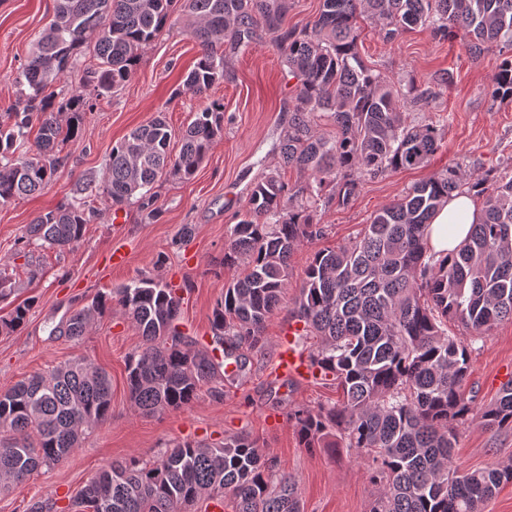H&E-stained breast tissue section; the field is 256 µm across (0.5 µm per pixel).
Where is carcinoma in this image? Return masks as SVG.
Returning a JSON list of instances; mask_svg holds the SVG:
<instances>
[{
  "label": "carcinoma",
  "instance_id": "carcinoma-1",
  "mask_svg": "<svg viewBox=\"0 0 512 512\" xmlns=\"http://www.w3.org/2000/svg\"><path fill=\"white\" fill-rule=\"evenodd\" d=\"M179 2L201 53L175 96L200 94L224 78V44L246 47L264 28L297 79L279 158L307 180L291 187L267 174L229 229L223 265L242 264L245 271L224 283L210 323L216 348L235 363L232 373L216 356L189 347L177 330L179 289L155 278L139 277L70 312L61 327L70 340L83 338L114 300L139 331L143 344L127 360L126 382L143 415L188 406L202 387L239 377L248 360L242 349L262 351L265 323L288 288L294 249L326 235L315 218L319 207L348 203L366 174L418 167L438 150L433 125L403 117L405 103L428 92L411 84L402 93L364 63L359 19L379 24L387 42L425 25L442 40L471 38L474 54L486 44L498 47L504 59L494 97L512 99V0H322L318 18L302 29L286 22L288 0H56L19 74L17 98L0 113V205L52 180L64 165L58 146L80 139L92 100L124 86ZM90 35L97 63L60 98L54 86L73 72ZM61 112L68 113L64 126ZM322 116L334 135L318 131ZM223 134L224 102L213 100L196 114L173 159L171 130L156 117L112 147L104 193L112 205L132 204L152 221L161 212L155 184L191 180ZM455 193L479 199V217L459 248L443 255L429 246L425 230ZM94 215L87 200L61 206L36 216L25 238L71 249ZM293 304V318L304 325L297 340L320 337L310 359L341 399L295 407L288 419L304 447L345 448L367 460L379 485L369 512H482L512 481L511 466L470 472L452 466L459 429L476 411L488 427L512 425V381L489 405L480 404L465 389L468 344L447 329L453 320L484 336L512 320V177L450 168L415 185L350 244L315 253ZM31 306L28 299L1 317L0 331L20 330ZM111 410V380L83 358L0 392V489L54 468ZM228 496L232 512H300L296 481L277 476L257 445L240 437L174 443L152 463L114 462L87 480L73 506L74 512H191L202 500L222 509Z\"/></svg>",
  "mask_w": 512,
  "mask_h": 512
}]
</instances>
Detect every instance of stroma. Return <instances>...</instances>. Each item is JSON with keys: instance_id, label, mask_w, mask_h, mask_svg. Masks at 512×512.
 <instances>
[{"instance_id": "1", "label": "stroma", "mask_w": 512, "mask_h": 512, "mask_svg": "<svg viewBox=\"0 0 512 512\" xmlns=\"http://www.w3.org/2000/svg\"><path fill=\"white\" fill-rule=\"evenodd\" d=\"M54 7L55 0H0V113L14 101L17 78ZM171 21L144 50L124 87L97 100L87 113L81 139L63 145L66 163L44 190L0 206V269L16 288L10 300L0 302V317L25 298L35 300L21 330L0 333V391L77 357L104 369L112 380L107 421L53 469L1 492L0 512H27L30 503L48 495L57 500L59 512H70L81 487L112 461L153 460L173 442L230 437L257 441L274 460L277 474L296 480L302 512H369L378 488L366 462L344 451L304 448L288 419L294 407L312 408L339 397L333 385L312 378L287 381L275 373L278 349L292 323L289 302L268 319L265 349L251 355L245 377L225 384L222 395L205 388L186 408L152 417L138 414L129 400L127 358L141 347L142 338L120 310L99 317L81 341L57 332L73 309L143 275L180 288V330L197 348L213 347L212 309L225 282L236 275L235 269L219 267L227 232L246 212L254 183L278 169L297 80L261 29L248 47L225 50L223 79L203 94L174 97L200 46L185 17L176 14ZM358 50L397 88L414 83L428 90L427 99L407 104L405 117L413 125L433 124L441 147L427 164L363 176L347 204L319 208L317 219L327 225L328 234L294 250L289 301L297 296L316 252L348 243L413 185L451 167L466 174L512 170V101L491 97L502 61L497 48L475 55L463 38L439 40L422 28L388 43L367 20ZM214 99L224 102L223 139L193 179L159 184V218L147 223L135 206L113 207L103 192L113 145L161 115L172 131L170 152L178 154L195 113ZM87 186L93 189L97 215L77 246L59 251L24 242L25 229L36 216L74 202ZM186 224L193 229L187 239L181 236ZM115 251L125 254L123 266L110 262ZM471 349L466 386L486 404L512 380V322L500 323L473 341ZM452 464L462 471L512 465V427L489 429L480 418L471 419L459 432Z\"/></svg>"}]
</instances>
